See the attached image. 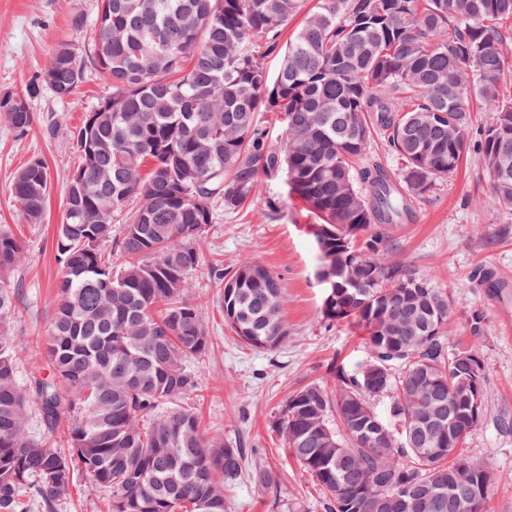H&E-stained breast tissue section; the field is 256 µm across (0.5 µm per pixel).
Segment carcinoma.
<instances>
[{
	"instance_id": "cac0c4a2",
	"label": "carcinoma",
	"mask_w": 512,
	"mask_h": 512,
	"mask_svg": "<svg viewBox=\"0 0 512 512\" xmlns=\"http://www.w3.org/2000/svg\"><path fill=\"white\" fill-rule=\"evenodd\" d=\"M100 2L93 55L61 45L22 108L0 104L23 132L33 99L73 100L90 68L112 90L77 133L82 163L56 234L50 373L20 379L10 332L19 289L0 285V512H57L80 472L109 493L112 512H226L246 449L207 436L183 406L199 388L186 362L210 347L191 275L205 226L243 209L263 177L284 179L319 219V268L336 282L322 319L367 333L366 360L331 362L329 382L303 385L277 419L322 512H487L496 490L512 488L465 455L488 414L487 317L458 316L446 289L393 259L387 229L457 172L477 109L489 114L477 141L488 203L512 211V31L502 25L512 0ZM303 11L269 76L264 54ZM260 112L282 113L278 141ZM374 131L387 134L396 179L368 158ZM11 191L40 220L45 163L31 160ZM22 252L0 229V271ZM214 275L224 322L243 343L271 351L288 341L277 275L250 260ZM460 324L470 343L451 350ZM63 422L59 448L48 435Z\"/></svg>"
}]
</instances>
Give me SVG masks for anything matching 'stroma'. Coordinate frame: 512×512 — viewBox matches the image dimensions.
<instances>
[{
  "label": "stroma",
  "instance_id": "1",
  "mask_svg": "<svg viewBox=\"0 0 512 512\" xmlns=\"http://www.w3.org/2000/svg\"><path fill=\"white\" fill-rule=\"evenodd\" d=\"M99 0H0V94H24L49 64L59 45L70 42L82 54L94 51V22ZM109 89L88 73L74 103L43 94L34 100L33 121L23 132L0 116V226L8 227L25 249L18 268L0 274V285L19 286L12 330L21 339V375L44 368L43 349L54 312L51 300L60 276L56 227L65 210V190L81 161L75 135L86 110ZM41 159L49 175V193L40 223L25 218L10 191L16 172ZM489 177L476 154L457 174L437 182L414 203L415 218L388 231L395 258L432 277L454 297L459 313L483 310L488 335L479 350L484 362L488 416L471 432L465 453L501 478L512 479V431L501 430L500 413L512 414V215L489 206ZM276 200L277 218H265L268 200ZM317 218L301 200L288 196L279 179H262L253 203L239 214L223 215L198 241L202 267L194 272L200 312L212 345L190 368L199 378L188 401L208 435L247 448L244 479L227 493L228 512H321V494L289 455L274 428L284 401L304 383L327 378L331 358L359 360L365 355L364 331L349 324L324 323V288L317 278L318 252L312 236ZM255 261L278 275L284 288L283 311L290 336L283 347L250 349L224 323L223 284L212 264L235 268ZM490 271L505 293L489 296L473 280ZM259 470L271 471V488L255 483Z\"/></svg>",
  "mask_w": 512,
  "mask_h": 512
}]
</instances>
